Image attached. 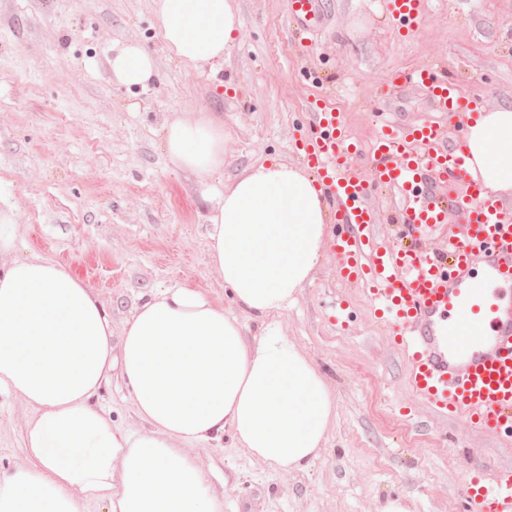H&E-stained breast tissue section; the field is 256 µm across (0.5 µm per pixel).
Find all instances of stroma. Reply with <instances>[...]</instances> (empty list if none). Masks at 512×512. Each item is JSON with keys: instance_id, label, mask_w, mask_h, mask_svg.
Masks as SVG:
<instances>
[{"instance_id": "35a3bbf8", "label": "stroma", "mask_w": 512, "mask_h": 512, "mask_svg": "<svg viewBox=\"0 0 512 512\" xmlns=\"http://www.w3.org/2000/svg\"><path fill=\"white\" fill-rule=\"evenodd\" d=\"M331 12L306 54L284 0H234L237 40L219 74L179 62L153 0H0V209L25 251L69 268L105 302L120 339L142 296L170 286L230 298L211 269L199 180L170 164L162 124L211 112L224 120V179L270 155L299 163L325 98L368 148L385 120L407 126L429 106L390 76L422 64L485 108L512 106V0H424L397 29L384 0H326ZM137 42L156 60L146 89L113 82L108 61ZM327 375L336 421L302 471L271 469L230 436L193 446L222 512H377L398 497L409 512H462L475 476L512 466V442L431 408L357 282L325 252L297 303L278 317ZM124 430L149 425L119 373L97 397ZM30 410L0 395V471L30 465Z\"/></svg>"}]
</instances>
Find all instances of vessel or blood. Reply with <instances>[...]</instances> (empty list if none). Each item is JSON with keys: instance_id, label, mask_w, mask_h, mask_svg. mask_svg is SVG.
I'll use <instances>...</instances> for the list:
<instances>
[{"instance_id": "vessel-or-blood-1", "label": "vessel or blood", "mask_w": 512, "mask_h": 512, "mask_svg": "<svg viewBox=\"0 0 512 512\" xmlns=\"http://www.w3.org/2000/svg\"><path fill=\"white\" fill-rule=\"evenodd\" d=\"M420 3L388 0L389 12L409 24ZM286 13L306 33L301 50L310 51L312 32L327 22L322 0H286ZM395 80L426 89L432 107L446 116L472 109L430 67ZM312 117L316 131L303 141L301 158L335 200L337 275L367 284L424 400L512 440V204L482 196L459 142L442 127L423 123L403 136L382 134L366 181L347 172L353 153L336 113L316 105ZM376 186L397 199L401 239L392 247L376 241L379 217L368 204ZM452 222L466 232L443 253L419 248L417 238ZM495 500L512 506V467L494 484L473 481L470 512H485Z\"/></svg>"}]
</instances>
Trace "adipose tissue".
<instances>
[{"label":"adipose tissue","instance_id":"obj_1","mask_svg":"<svg viewBox=\"0 0 512 512\" xmlns=\"http://www.w3.org/2000/svg\"><path fill=\"white\" fill-rule=\"evenodd\" d=\"M175 57L219 70L234 45L230 0H154ZM113 80L146 87L153 55L131 43L111 60ZM170 163L195 175L209 202L210 264L234 311L187 287L136 304L120 343L105 302L55 261L19 257L0 211V394L31 410L30 466L0 475V512H221L189 448L221 434L273 468L307 469L336 419L325 375L276 316L312 281L330 212L317 179L270 156L224 184V122L205 112L161 128ZM466 163L486 194L512 197V108L466 116ZM259 320L247 336L244 317ZM119 371L149 428L112 424L96 398Z\"/></svg>","mask_w":512,"mask_h":512}]
</instances>
